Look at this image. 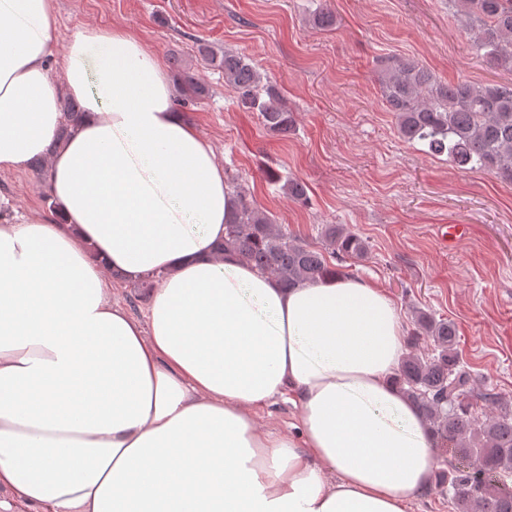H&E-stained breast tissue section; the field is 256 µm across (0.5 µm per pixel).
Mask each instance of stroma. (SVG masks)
Wrapping results in <instances>:
<instances>
[{"label":"stroma","mask_w":512,"mask_h":512,"mask_svg":"<svg viewBox=\"0 0 512 512\" xmlns=\"http://www.w3.org/2000/svg\"><path fill=\"white\" fill-rule=\"evenodd\" d=\"M329 9L336 23L316 27ZM135 30L163 62L180 57L205 92L175 102L213 148L227 179L256 206L311 245L324 224L366 239L368 253L343 273L376 283L397 305L404 333L421 307L450 319L458 351L475 378V414L512 400V183L464 169L423 143L405 142L383 101L382 59L419 61L447 81L512 82V70L486 67L449 0H58L56 54L79 28ZM249 57L289 112L288 135L269 132L239 105L223 70L200 46ZM307 187L299 204L269 182L268 171ZM48 174L0 171V224L49 215ZM468 233L440 248L436 230Z\"/></svg>","instance_id":"obj_1"}]
</instances>
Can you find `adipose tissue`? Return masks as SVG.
<instances>
[{
  "label": "adipose tissue",
  "instance_id": "obj_1",
  "mask_svg": "<svg viewBox=\"0 0 512 512\" xmlns=\"http://www.w3.org/2000/svg\"><path fill=\"white\" fill-rule=\"evenodd\" d=\"M56 0H0V171L84 117L48 173L55 218L0 224V512H407L435 468L392 383L402 321L350 275L280 288L232 254L211 146L133 30L75 31ZM164 278L143 317L109 272ZM293 397L301 434L262 429Z\"/></svg>",
  "mask_w": 512,
  "mask_h": 512
}]
</instances>
